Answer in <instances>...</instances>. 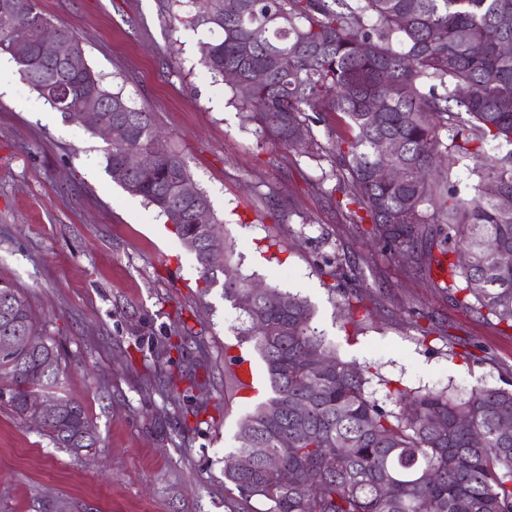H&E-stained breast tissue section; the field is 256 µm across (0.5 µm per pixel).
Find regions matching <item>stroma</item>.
<instances>
[{
    "mask_svg": "<svg viewBox=\"0 0 512 512\" xmlns=\"http://www.w3.org/2000/svg\"><path fill=\"white\" fill-rule=\"evenodd\" d=\"M36 5L78 35L107 87L153 113L223 222L228 263L307 298L313 327L364 369L378 404L395 410L396 388L512 384V331L451 302L437 270L372 244L370 224L345 223L328 155L275 144L201 67L206 27L173 21L166 0ZM107 149L0 53V278L58 345L59 393L84 405L99 439L78 455L54 447L0 401V512H241L224 457L259 400L235 397L224 349L260 357L166 218L112 181ZM179 309L206 344L188 342L180 363L208 406L200 424L164 385Z\"/></svg>",
    "mask_w": 512,
    "mask_h": 512,
    "instance_id": "obj_1",
    "label": "stroma"
}]
</instances>
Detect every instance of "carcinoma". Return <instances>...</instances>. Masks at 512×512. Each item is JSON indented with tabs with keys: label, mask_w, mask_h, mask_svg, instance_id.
<instances>
[{
	"label": "carcinoma",
	"mask_w": 512,
	"mask_h": 512,
	"mask_svg": "<svg viewBox=\"0 0 512 512\" xmlns=\"http://www.w3.org/2000/svg\"><path fill=\"white\" fill-rule=\"evenodd\" d=\"M190 23L217 34L200 46V64L215 76L236 70L233 99L278 142L308 144L332 156L329 178L343 186L337 202L348 224H372L383 248L408 252L420 264L448 272L449 298L477 317L512 328V208L486 192L495 185L512 196V150L488 156L490 142L512 146V0H188ZM46 19L35 0H0V51ZM73 67L35 49L18 71L38 96L73 122L89 99L117 123L106 170L114 175L136 150L145 164L123 188L171 217L181 241L197 236L224 247L223 225L207 231L194 221L210 205L180 155L160 136L153 113L106 87L86 58L80 38ZM315 66H310V58ZM266 70L255 85L251 72ZM429 91H424V87ZM441 87L443 93L435 92ZM470 95L461 97L457 88ZM436 120L425 123V114ZM345 134L322 146L294 138L308 122L330 116ZM400 143L396 183L379 184L375 144ZM474 162L478 181L464 197L454 169ZM206 246L195 252L200 279L222 283L224 298L240 310V335L254 341L265 363L268 398L239 424L237 447L224 460V482L252 512H512V388L476 385L459 395L447 390L394 392L403 404L388 411L365 392L360 369L335 356L311 328L313 309L288 291L273 289L269 303L229 265L215 269ZM468 252V259L459 252ZM166 354H181L193 335L179 318ZM7 336H29L25 348ZM0 399L26 418L30 397L59 384L61 354L37 331L26 297L0 279ZM328 365L323 367L320 361ZM63 416L43 429L57 448H93L84 406L62 397ZM479 432L483 443H472ZM330 457L335 465L323 466Z\"/></svg>",
	"instance_id": "carcinoma-1"
}]
</instances>
